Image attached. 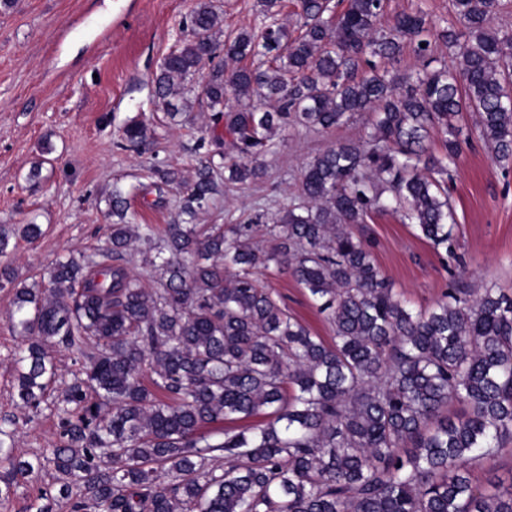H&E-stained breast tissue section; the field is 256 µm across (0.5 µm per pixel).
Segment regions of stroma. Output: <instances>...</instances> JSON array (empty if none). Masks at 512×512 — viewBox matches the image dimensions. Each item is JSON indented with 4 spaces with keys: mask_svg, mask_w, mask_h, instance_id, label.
Listing matches in <instances>:
<instances>
[{
    "mask_svg": "<svg viewBox=\"0 0 512 512\" xmlns=\"http://www.w3.org/2000/svg\"><path fill=\"white\" fill-rule=\"evenodd\" d=\"M194 0H13L0 8V225H41L34 242L11 239L0 267L17 282L38 281L57 258L100 252L106 245L104 198L116 177L139 186L131 204L156 230L176 222L175 192L157 193L146 158L119 149L132 117L151 125L153 153L188 170L197 137L209 124L204 102L171 122L157 111L150 79L160 60L183 38ZM465 136L448 181L455 212L454 254L441 256L391 213L367 218L363 230L381 273L415 308H429L451 285L477 290L496 284L512 292V165L503 167L479 137L476 118L464 114ZM368 114L329 133L287 132L286 145L264 159L267 176L225 188L199 214L202 224H236L264 210L286 207L303 163L342 140H366ZM39 180H31L33 169ZM271 288L312 331L331 340L333 328L289 270H259ZM12 288H0V419L19 423L15 451L46 456L56 441L53 407L31 414L16 389L13 353L20 343L8 321Z\"/></svg>",
    "mask_w": 512,
    "mask_h": 512,
    "instance_id": "1",
    "label": "stroma"
}]
</instances>
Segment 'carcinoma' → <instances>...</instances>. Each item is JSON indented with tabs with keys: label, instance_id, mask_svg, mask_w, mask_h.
<instances>
[{
	"label": "carcinoma",
	"instance_id": "1",
	"mask_svg": "<svg viewBox=\"0 0 512 512\" xmlns=\"http://www.w3.org/2000/svg\"><path fill=\"white\" fill-rule=\"evenodd\" d=\"M257 3L272 23L224 41V10L196 0L186 37L152 78L166 115L202 97L211 112L190 177L155 154L148 168L153 187L178 195L182 222L157 238L115 181L99 259L72 254L48 285L15 289L22 405L38 412L47 401L51 347L76 353L83 370L56 402L50 456L15 455L17 422H0V498L50 464L59 487L39 490L33 512H53L58 499L70 512H512V480H474L512 445V295L457 285L415 311L349 229L393 210L451 250L446 177L464 110L495 160L512 163V28L493 25L501 0H452L461 29L438 39L459 65L434 70L421 10L385 25L384 0H346L339 13L329 0H298L293 37L273 21L282 0ZM406 42L422 70L397 68ZM363 112L368 139L305 162L297 198L277 217L197 223L224 185L266 176L264 157L285 145L277 131L328 133ZM431 129L447 135L439 157L425 147ZM122 141L153 144L137 118ZM132 249L153 285L125 266ZM272 263L326 314L332 343L255 277ZM452 403L463 413H445ZM258 415L267 421L224 427Z\"/></svg>",
	"mask_w": 512,
	"mask_h": 512
}]
</instances>
